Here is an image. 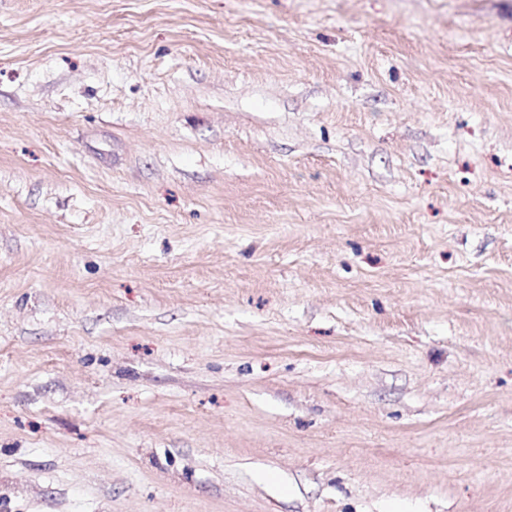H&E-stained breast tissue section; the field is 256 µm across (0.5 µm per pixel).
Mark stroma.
Instances as JSON below:
<instances>
[{
    "label": "stroma",
    "instance_id": "35a3bbf8",
    "mask_svg": "<svg viewBox=\"0 0 512 512\" xmlns=\"http://www.w3.org/2000/svg\"><path fill=\"white\" fill-rule=\"evenodd\" d=\"M0 512H512V0H0Z\"/></svg>",
    "mask_w": 512,
    "mask_h": 512
}]
</instances>
